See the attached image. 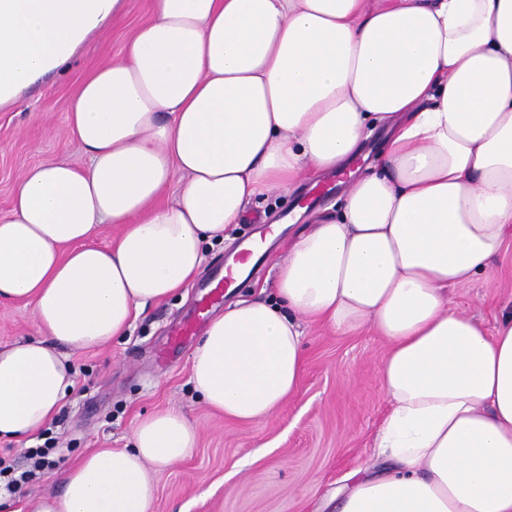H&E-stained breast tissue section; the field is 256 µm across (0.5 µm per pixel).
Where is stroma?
<instances>
[{
    "label": "stroma",
    "instance_id": "stroma-1",
    "mask_svg": "<svg viewBox=\"0 0 512 512\" xmlns=\"http://www.w3.org/2000/svg\"><path fill=\"white\" fill-rule=\"evenodd\" d=\"M152 0H127L124 18L102 38L90 41L60 75L30 89L17 106L0 110V214L26 169L48 161L85 163L64 134L68 102L80 81L106 59L121 55L132 32L151 13ZM297 191L251 201L244 223L230 225L224 243L208 249L205 274L223 271L241 241L259 230L258 221L288 213ZM308 225L300 220L276 238L280 257L291 236ZM272 262L242 281L235 293L249 298L271 288ZM204 291L190 284L169 299L148 305L126 336L100 349L71 353L75 386L58 415L39 434L54 438L51 467L12 493L14 512L42 492L53 476L97 448H122L136 421L166 406L181 408L199 431L196 448L160 470L149 512H334L336 493L356 470L377 472L373 454L388 411L379 385L386 341L371 330L343 335L311 324L306 328L304 368L296 394L267 419L240 422L206 407L190 384L191 356L200 340L190 336L169 345L170 328L193 315ZM456 306L486 326L512 312V238L495 260L490 278L450 290ZM34 313L22 300L0 301V348L36 336Z\"/></svg>",
    "mask_w": 512,
    "mask_h": 512
}]
</instances>
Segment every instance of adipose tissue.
Segmentation results:
<instances>
[{
  "label": "adipose tissue",
  "instance_id": "obj_1",
  "mask_svg": "<svg viewBox=\"0 0 512 512\" xmlns=\"http://www.w3.org/2000/svg\"><path fill=\"white\" fill-rule=\"evenodd\" d=\"M126 5L0 0V109ZM381 126L378 162L289 243L272 297L211 319L190 381L261 420L298 387L303 322L372 329L393 466L353 473L336 512H512V313L488 330L448 295L512 235V0H152L69 102L85 166L31 167L0 216V300L31 303L38 332L0 348V439L40 431L74 388L70 353L194 280L253 198L344 171ZM106 224L118 234L92 246ZM198 438L180 408L156 410L27 512H148L157 471Z\"/></svg>",
  "mask_w": 512,
  "mask_h": 512
}]
</instances>
